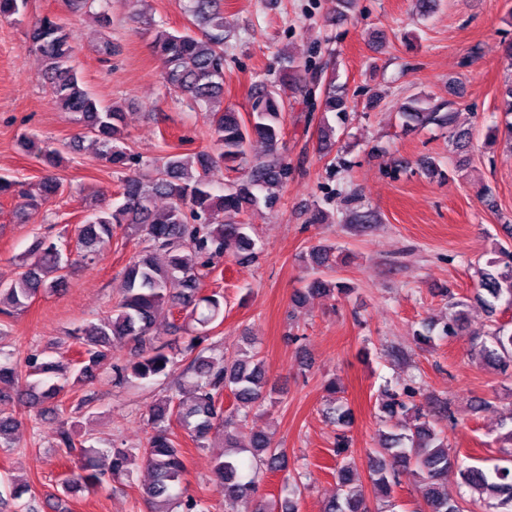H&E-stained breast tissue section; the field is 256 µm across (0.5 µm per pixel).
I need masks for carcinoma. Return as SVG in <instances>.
I'll return each mask as SVG.
<instances>
[{
    "mask_svg": "<svg viewBox=\"0 0 512 512\" xmlns=\"http://www.w3.org/2000/svg\"><path fill=\"white\" fill-rule=\"evenodd\" d=\"M27 0H0V18L21 22ZM188 13L192 27L174 33L159 29L154 49L163 64L165 86L176 97L206 112L214 134V148L195 154L194 158L179 154L143 161L126 147L122 125L125 113L117 104L104 106L86 88L74 65L73 31L57 18L45 16L29 30L31 49L43 61L42 78L51 86L60 109L75 116L92 136L102 159L117 170L137 167V172L122 183L123 202L113 205L104 199L95 201L87 221L77 228L80 256L88 260L104 244L112 240L118 228L130 237L149 242V249L134 256L122 273L121 296L112 314L99 323H90L76 331L80 344L79 360L72 364V384L82 385L93 377L97 368L112 359L111 344L126 339L134 344L127 363L115 366V376L126 380L132 376L144 380L162 373L170 357L166 346L149 345L156 322L183 314L184 326L193 332L186 352L193 355L191 367L198 376L191 396L172 395L155 402L150 409L148 425L151 433L148 447L112 448L111 474L130 476L133 467L143 464L151 470L154 481L143 495L149 512H174L157 503L175 504L182 512H207L200 500L183 496L181 477L186 470L184 455L175 440L171 421L177 420L198 447H205L210 434L223 429L226 451L215 460L214 483L224 495V506L235 512L243 499H254L253 512H296L295 496L301 494L298 479L284 478L281 497L274 502L255 497L256 483L246 481V468L258 471L281 470L283 449L274 441V433L254 435L250 456H239L237 430L248 421L251 412L271 396L266 390L263 359L257 349H240L235 358L214 368L212 357L198 349L206 337L207 326L221 315L222 295H202L201 270L224 255L242 260L254 258V243L246 232L248 225L230 218L214 221V215L244 214L261 205L271 208L279 188L288 178L283 158V122L288 104L285 91L291 89L315 98L321 75L308 74L306 66L288 58V69L271 82L256 86L250 98L247 116L233 109L214 108L213 100L224 96V9L221 0H189ZM349 109L344 92L336 88V76L327 78L321 91L320 105L312 110L323 112L320 119L319 149L328 150L335 143L336 128L326 116L331 112L337 123H345ZM401 127L410 132L427 126L452 129L453 113L447 101H433L428 96H414L400 106ZM259 142L263 151L250 154L252 143ZM247 167L246 178L230 187L215 180V172L224 168ZM61 190V183L52 175L40 181L37 194L15 192V181L0 177V196L18 195L20 214L38 211ZM165 198L168 206L155 209V199ZM497 257L479 271L480 287L489 312L496 303L512 305V249L501 246ZM312 263L334 269L332 248L322 246L310 252ZM69 260L53 242L37 237L27 253L19 258L21 272L8 283H0V306L4 312H22L42 292L58 291L66 284ZM345 291L343 281L316 278L295 295L303 304L308 296L334 290ZM454 313L439 330L438 337L463 334L466 328L464 303H450ZM473 353L485 362L512 365V330L497 325L484 337H469ZM54 365L50 362L30 363L22 371L10 360H0V398L15 393L26 398L34 408L59 396L62 386L53 380ZM234 399L232 408L220 404L223 392ZM417 390L384 391L383 412L393 418L409 417L401 433L387 435L380 457L370 466L376 493L389 496L399 483L400 472L414 467L424 486V499L429 512H464L459 502L444 489L448 469H458L462 482L478 493L472 501L476 508L512 512V468L496 465L491 469L464 464L449 451L448 438L431 425L428 414L416 404ZM329 420L346 426L351 410L340 401L329 407ZM22 420L0 415V447H12ZM82 473L73 474L61 483L64 494L72 495L102 482L105 472L92 461H85ZM340 494L332 499L325 512H372L364 490L353 485V468L348 464L336 470Z\"/></svg>",
    "mask_w": 512,
    "mask_h": 512,
    "instance_id": "cac0c4a2",
    "label": "carcinoma"
}]
</instances>
